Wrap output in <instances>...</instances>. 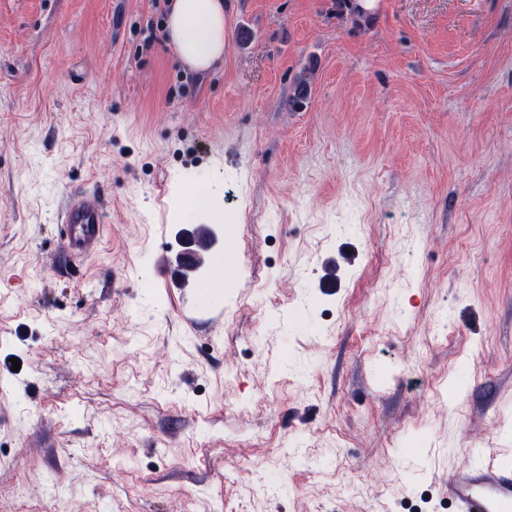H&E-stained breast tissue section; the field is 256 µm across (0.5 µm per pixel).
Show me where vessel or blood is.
Listing matches in <instances>:
<instances>
[{"label": "vessel or blood", "instance_id": "vessel-or-blood-1", "mask_svg": "<svg viewBox=\"0 0 512 512\" xmlns=\"http://www.w3.org/2000/svg\"><path fill=\"white\" fill-rule=\"evenodd\" d=\"M59 228L65 259L73 262L95 256L106 231L100 196L72 191L62 203ZM210 246L207 229H200L192 248L181 253V265L196 267L201 252ZM445 491L452 512H512V458L479 450L467 464L449 470Z\"/></svg>", "mask_w": 512, "mask_h": 512}]
</instances>
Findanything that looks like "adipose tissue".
<instances>
[{
	"label": "adipose tissue",
	"mask_w": 512,
	"mask_h": 512,
	"mask_svg": "<svg viewBox=\"0 0 512 512\" xmlns=\"http://www.w3.org/2000/svg\"><path fill=\"white\" fill-rule=\"evenodd\" d=\"M224 0H171L165 40L178 59L206 70L224 56Z\"/></svg>",
	"instance_id": "adipose-tissue-1"
}]
</instances>
